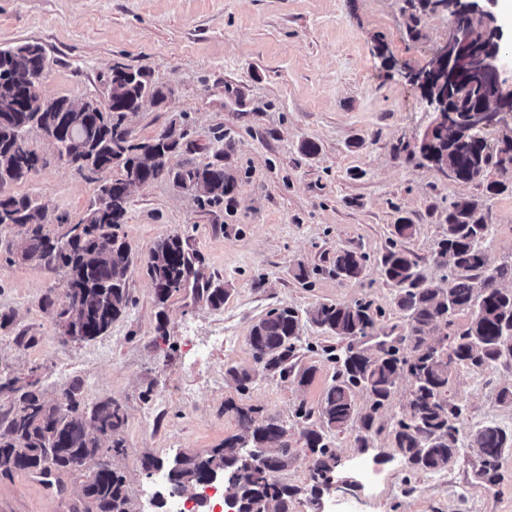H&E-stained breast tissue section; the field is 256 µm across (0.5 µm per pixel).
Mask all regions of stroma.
<instances>
[{
	"mask_svg": "<svg viewBox=\"0 0 512 512\" xmlns=\"http://www.w3.org/2000/svg\"><path fill=\"white\" fill-rule=\"evenodd\" d=\"M448 22L447 11L415 8L410 0H0V46L42 45L45 96L80 100L103 92L115 64L144 68L174 93L165 105L130 116L134 137H152L183 114L201 146L189 163L210 161L213 129H224L235 143L231 208H199L165 180L132 189L120 229L139 261L128 279L131 303L93 340L60 335L52 310L39 302L62 292L61 278L34 262L4 263L15 234L0 228V313L13 316L0 329V371L52 401L77 386L86 405L119 403L127 415L125 452L109 463L126 476L137 501L150 491L145 454L168 461L181 451H210L240 433L237 408L259 406L288 426L297 459L277 478L304 490L293 512H327L326 503L311 505L306 495L312 461L294 410L319 406L336 373L329 351L338 342L302 324L299 365L315 369L302 386L258 372L248 336L270 308L302 312L320 302H368L380 312L377 334L405 330L380 265L402 217L415 231L394 241L427 281L439 283L434 252L449 207L485 199L486 183L499 177L492 167L481 180L460 183L414 152L428 116L419 90L399 70L422 67ZM306 141L316 144L315 154L301 152ZM96 188L73 169L51 164L11 191L33 195L74 224ZM487 201L488 253L511 260L512 193ZM174 232L198 253L201 279L228 289L221 309L188 290L158 306L141 263ZM343 250L365 256L359 278L337 274L334 260ZM300 262L313 271L310 286L293 276ZM162 318L163 337L156 330ZM21 332L34 338L28 347L14 342ZM233 366L255 371L247 393L228 376ZM505 386L512 388V366L453 373L448 395L467 405L462 433L487 424L512 431V406L497 400ZM409 390V382L398 384L367 446H359L355 433H330L336 477L354 486L333 492V499L356 512H512V450L500 457L491 481L479 477L481 458L472 448L445 469L410 470L388 431ZM356 457L379 471L378 488L363 486ZM61 480L56 491L28 473L0 477V512H68L85 476L74 469Z\"/></svg>",
	"mask_w": 512,
	"mask_h": 512,
	"instance_id": "35a3bbf8",
	"label": "stroma"
}]
</instances>
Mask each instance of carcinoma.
<instances>
[{
    "label": "carcinoma",
    "instance_id": "cac0c4a2",
    "mask_svg": "<svg viewBox=\"0 0 512 512\" xmlns=\"http://www.w3.org/2000/svg\"><path fill=\"white\" fill-rule=\"evenodd\" d=\"M45 53L38 43L20 42L0 46V97L11 108L0 112V226L17 229L19 240L8 249L6 261H35L52 272H62V294L43 298L41 307L55 311L56 326L63 336L82 342L105 334L131 302L127 281L137 264L128 244L119 234L125 223L131 184L144 185L167 180L190 196L201 208L216 207L233 200L237 180L224 161L233 152V143L224 132L213 133L210 148L213 160L196 166L167 158L168 145L154 136L146 140L122 137L117 129L126 128L129 115L146 103L157 105L173 94V89L152 79L150 72L117 64L114 71L126 73L112 79L110 112H37L13 108L19 94L18 81L38 72ZM488 102L487 94L474 93L451 101L455 110H471ZM66 118L63 139L67 155L80 172L84 168L101 174L88 179L97 184V195L82 219L70 224L54 216L28 194H13L9 188L24 183L39 168L48 164L31 149L32 131L48 122ZM512 150V127L503 122L498 137L489 142L485 130L475 128L461 136L456 131L435 138L420 151L431 167L461 183L482 178L493 166L500 179L487 183L485 195H499L512 185V170L499 167L501 153ZM119 176L112 177V170ZM448 228L443 231L435 253L436 262L448 271L447 287L427 282L417 271L412 256L391 244L381 257L385 278L397 289L396 306L405 313L407 339L416 362L399 355L398 349L383 352L366 350L354 354L348 349L341 359L332 384L318 409L301 403L294 416L306 424L305 445L316 454L323 474L333 473L336 455L327 441L326 431H354L360 445L376 431L379 415L389 407L399 379L406 375L418 392V411L401 412L393 417L390 435L407 465L415 471L441 470L455 462L462 447L477 449L482 458L481 475L495 470L504 450L512 448V432L497 425H485L470 435L460 433L458 423L466 404L450 400L448 382L459 367L484 369L504 363L499 343L512 329V289L502 287L512 280V262L495 263L483 244L490 231L484 204L463 199L448 209ZM197 253L187 239L174 233L162 238L145 261L156 301L164 306L190 280L198 279ZM365 257L349 250L336 254V270L350 278L360 277ZM199 298L213 309L224 306L227 290L221 284H208ZM470 313L467 328L448 333L452 349L426 352L431 333L440 324L449 327L448 313ZM337 338L374 335L376 315L363 303H318L305 311L269 310L250 331L249 341L261 370L281 378L293 376L305 385L313 369H296L294 359L301 321ZM236 387L249 389L255 372L231 367L227 370ZM73 387L63 402H51L30 385L8 391L0 384V398L8 409L0 416V475L24 472L33 474L48 486L58 475L73 469L76 459L96 461L102 455L120 454L125 448L127 416L110 399L86 406ZM369 398V409L362 411L355 402L356 392ZM258 409L237 410L242 433L204 455L180 452L167 465L173 489L185 493L215 474L222 478L237 468L236 442L247 437L253 448H264L267 469L280 473L295 461L288 447L287 427L267 418L255 420ZM303 490L263 474L250 481L241 492L240 512H293ZM69 512H139L129 494L126 477L110 468L85 473L81 496L70 503Z\"/></svg>",
    "mask_w": 512,
    "mask_h": 512
}]
</instances>
